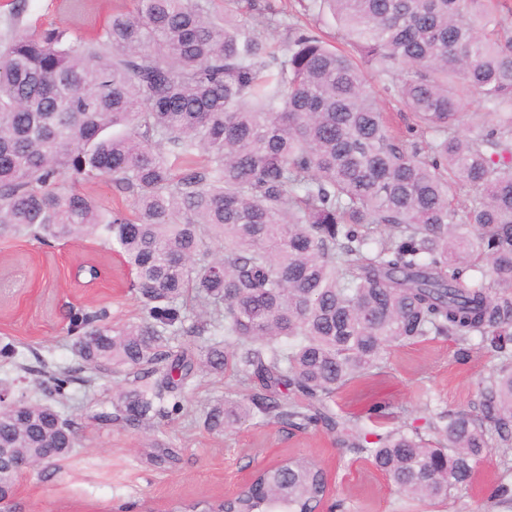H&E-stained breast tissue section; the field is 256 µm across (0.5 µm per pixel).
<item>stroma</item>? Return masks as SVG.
<instances>
[{"instance_id": "35a3bbf8", "label": "stroma", "mask_w": 512, "mask_h": 512, "mask_svg": "<svg viewBox=\"0 0 512 512\" xmlns=\"http://www.w3.org/2000/svg\"><path fill=\"white\" fill-rule=\"evenodd\" d=\"M64 23L62 0H0V42L17 24L42 30ZM86 262L101 266L98 283L75 282L76 267ZM130 279L120 256L92 238L50 245L27 237L0 239V345L14 343L22 355L18 366L0 361V386L36 397L39 361L79 370L67 335L70 307L105 310L112 324L138 321L142 303ZM457 350L443 339L392 348L385 368L336 392L333 407L379 433L426 427L431 416L446 410H472L495 361L476 343L466 358ZM131 384L124 374L107 371L93 386H70L65 413L78 445L57 466L36 468L18 482L12 512H184L193 502L219 503L241 476L292 456L329 471L335 480L330 498L342 503L337 512H421L325 430L292 434L282 425L262 423L230 433L205 429L204 409L246 394L236 375L199 374L184 390L191 412L172 411L139 427L113 417L116 393ZM377 403L390 410L378 423L366 417ZM158 445L174 451L176 462L153 464L150 455ZM503 480L512 482V449L494 448L476 481L449 502L447 512H505L489 499Z\"/></svg>"}]
</instances>
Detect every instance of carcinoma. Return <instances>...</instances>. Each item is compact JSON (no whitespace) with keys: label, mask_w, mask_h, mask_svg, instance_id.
I'll use <instances>...</instances> for the list:
<instances>
[{"label":"carcinoma","mask_w":512,"mask_h":512,"mask_svg":"<svg viewBox=\"0 0 512 512\" xmlns=\"http://www.w3.org/2000/svg\"><path fill=\"white\" fill-rule=\"evenodd\" d=\"M135 0L93 36L16 31L0 45V239L43 245L92 236L134 275L139 321L70 312L90 387L105 371L162 379L120 393L130 426L178 410L203 370L254 384L204 412L227 432L248 421L320 426L395 491L431 512L471 485L489 448H512V0ZM331 17L338 41L319 25ZM288 31L279 48L268 33ZM410 112H384L373 83ZM486 109L460 131L467 102ZM112 179L129 205L78 191ZM224 336L193 359L167 337ZM494 353L476 413L417 429L365 430L327 405L385 367L389 349L474 338ZM64 407L73 376L41 366ZM0 404L8 456L55 464L77 445L61 411ZM60 452L48 456L46 449ZM326 471L288 458L227 502L187 512H313ZM490 497L512 508V483Z\"/></svg>","instance_id":"carcinoma-1"}]
</instances>
